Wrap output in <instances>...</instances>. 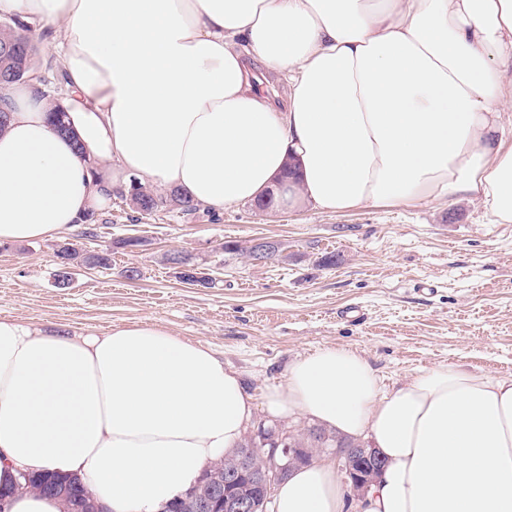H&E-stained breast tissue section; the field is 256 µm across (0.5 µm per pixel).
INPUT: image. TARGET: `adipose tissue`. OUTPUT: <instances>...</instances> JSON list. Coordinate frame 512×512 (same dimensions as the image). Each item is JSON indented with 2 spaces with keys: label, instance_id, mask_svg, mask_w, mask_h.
Returning <instances> with one entry per match:
<instances>
[{
  "label": "adipose tissue",
  "instance_id": "obj_1",
  "mask_svg": "<svg viewBox=\"0 0 512 512\" xmlns=\"http://www.w3.org/2000/svg\"><path fill=\"white\" fill-rule=\"evenodd\" d=\"M0 17L59 40L83 145L54 131L31 71L0 134V243L64 238L133 175L220 213L273 187L290 156L295 206L467 194L512 223V0H0ZM250 58L287 73L282 105ZM265 407L386 457L363 512H512V377L441 365L384 395L364 357L328 347ZM255 412L240 372L161 324L70 336L0 320L2 487L23 470L75 475L109 512H158ZM347 508L325 459L276 490L275 512Z\"/></svg>",
  "mask_w": 512,
  "mask_h": 512
}]
</instances>
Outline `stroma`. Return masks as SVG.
Listing matches in <instances>:
<instances>
[{
	"mask_svg": "<svg viewBox=\"0 0 512 512\" xmlns=\"http://www.w3.org/2000/svg\"><path fill=\"white\" fill-rule=\"evenodd\" d=\"M96 215L94 235L71 239L111 250L112 264L77 268L66 288L55 285L54 241L0 244V317L73 334L155 321L213 350L259 399L294 361L330 346L364 356L385 394L440 364L512 376V224L490 223L476 198L341 212L247 202L137 222L114 200ZM131 236L138 250L121 247ZM256 238L281 254L256 264L223 250ZM177 251L212 285L179 279L165 260Z\"/></svg>",
	"mask_w": 512,
	"mask_h": 512,
	"instance_id": "1",
	"label": "stroma"
}]
</instances>
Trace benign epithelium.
<instances>
[{
	"instance_id": "benign-epithelium-1",
	"label": "benign epithelium",
	"mask_w": 512,
	"mask_h": 512,
	"mask_svg": "<svg viewBox=\"0 0 512 512\" xmlns=\"http://www.w3.org/2000/svg\"><path fill=\"white\" fill-rule=\"evenodd\" d=\"M270 448H238L224 457L208 476L184 496L164 506L163 512H267L271 508L276 485L289 471L303 462L306 448L280 447L281 439L271 434ZM339 470L345 474L349 496H365L385 468L379 452L368 444L358 448L333 449ZM42 485L66 502L78 505V512H105L92 497L77 498L74 489L80 478H43Z\"/></svg>"
}]
</instances>
